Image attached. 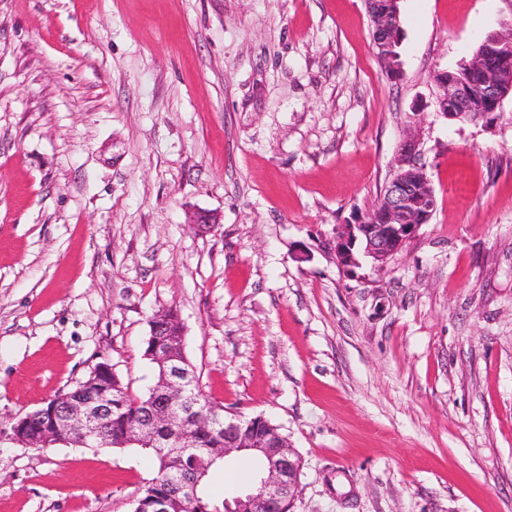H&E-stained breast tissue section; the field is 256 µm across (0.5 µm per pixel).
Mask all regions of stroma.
I'll return each instance as SVG.
<instances>
[{"label":"stroma","instance_id":"stroma-1","mask_svg":"<svg viewBox=\"0 0 512 512\" xmlns=\"http://www.w3.org/2000/svg\"><path fill=\"white\" fill-rule=\"evenodd\" d=\"M400 10L395 80L365 0H0V512H133L150 454L11 425L103 361L145 392L170 308L207 398L287 434L291 512H512V96L452 124L430 78L512 0ZM416 110L434 214L342 268Z\"/></svg>","mask_w":512,"mask_h":512}]
</instances>
